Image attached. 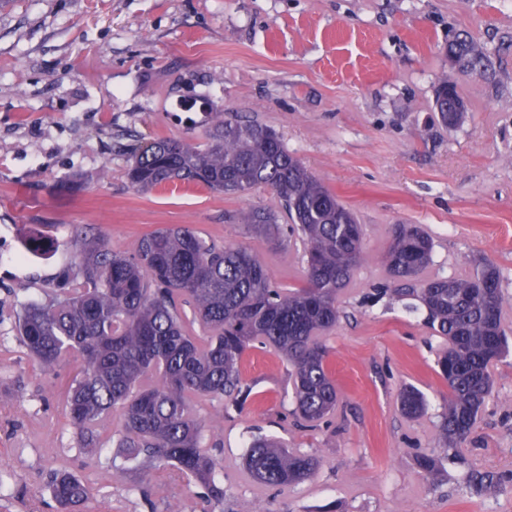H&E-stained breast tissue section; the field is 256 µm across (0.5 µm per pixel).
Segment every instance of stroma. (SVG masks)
<instances>
[{
	"label": "stroma",
	"mask_w": 512,
	"mask_h": 512,
	"mask_svg": "<svg viewBox=\"0 0 512 512\" xmlns=\"http://www.w3.org/2000/svg\"><path fill=\"white\" fill-rule=\"evenodd\" d=\"M457 33L482 47L477 72L451 67ZM445 79L466 107L450 128L435 108ZM212 111L274 130L355 213L371 255L393 225L418 224L434 242L426 277L492 261L512 337V0H0V512H66L48 488L57 470L90 488L89 512H206L203 488L175 468L158 474L160 499L113 467L118 414L101 425V447H84L64 385L79 357L42 368L17 324L52 296L90 225L128 254L145 233L188 224L258 250L275 287L302 285L301 244L237 221L253 207L280 211L271 191L131 186L133 140L204 143ZM390 285L371 259L339 299L325 343L341 400L328 422L296 421L288 364L268 348L248 352L237 403L202 412L205 442L224 437L225 512H512V355L494 367L493 396L459 451L434 449L444 340ZM406 385L425 415L399 412ZM259 435L316 456L315 477L282 491L253 482L242 457ZM423 450L439 480L418 466ZM472 469L505 478L504 491L476 494Z\"/></svg>",
	"instance_id": "1"
}]
</instances>
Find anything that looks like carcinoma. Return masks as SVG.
<instances>
[{"label": "carcinoma", "instance_id": "1", "mask_svg": "<svg viewBox=\"0 0 512 512\" xmlns=\"http://www.w3.org/2000/svg\"><path fill=\"white\" fill-rule=\"evenodd\" d=\"M483 57L471 39L448 44V59L470 71ZM445 90L440 119L455 125L464 113L448 116L458 94L446 80L440 88ZM132 159L129 179L139 191L174 181L202 183L226 194L271 190L289 223L280 224L275 214L259 208L242 212L240 221L260 236H298L305 250L304 286L280 291L258 251L219 247L188 225L146 233L130 254L112 251L106 236L91 232L77 252V273L60 272L48 302L31 304L19 315L20 340L46 368L70 352L82 355L81 371L68 385L67 408L85 447L96 445L100 423L117 411L122 425L114 459L148 474L172 465L222 508L220 461L202 443L203 425L193 405L236 402L243 357L259 345L288 361L299 421L314 424L336 409L338 390L324 335L339 322L338 297L365 258L363 227L273 130L223 112L214 113L205 144L154 140L134 147ZM433 247L419 225L396 224L377 262L393 282H409L429 265ZM403 291L426 311L429 328L448 342L437 362L448 398L435 445L455 450L493 394L494 362L512 349L502 323L507 299L500 272L483 262L465 276L393 289ZM183 303L193 306L209 335L193 333L181 316ZM399 409L418 417L426 411L424 397L406 387ZM317 466L314 456L265 436L253 437L244 455L246 471L264 487L299 485ZM469 481L491 495L502 486L477 471ZM50 489L74 512H82L91 496L70 473L55 474Z\"/></svg>", "mask_w": 512, "mask_h": 512}]
</instances>
